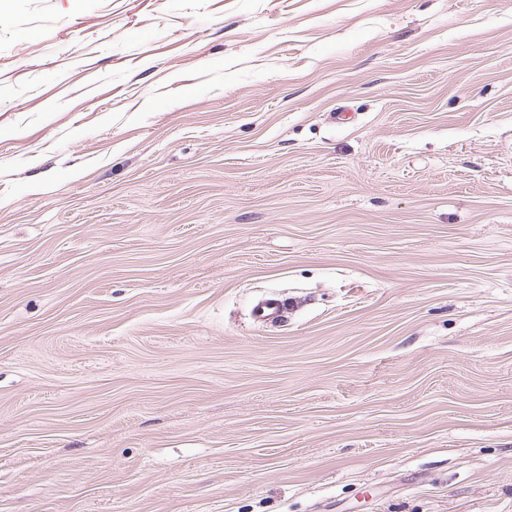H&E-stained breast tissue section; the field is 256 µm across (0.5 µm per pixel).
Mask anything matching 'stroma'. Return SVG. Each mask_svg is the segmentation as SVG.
<instances>
[{
	"mask_svg": "<svg viewBox=\"0 0 512 512\" xmlns=\"http://www.w3.org/2000/svg\"><path fill=\"white\" fill-rule=\"evenodd\" d=\"M0 512H512V0H9Z\"/></svg>",
	"mask_w": 512,
	"mask_h": 512,
	"instance_id": "stroma-1",
	"label": "stroma"
}]
</instances>
